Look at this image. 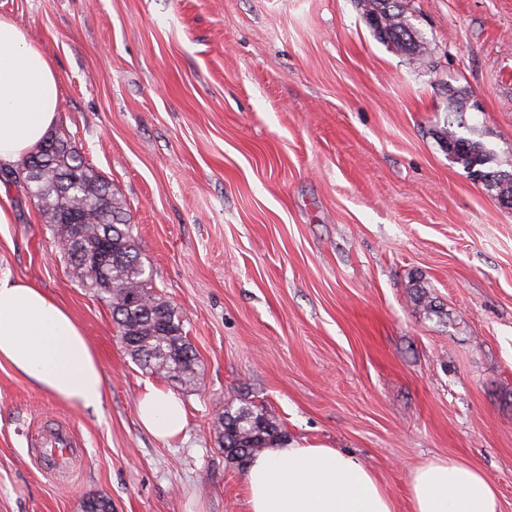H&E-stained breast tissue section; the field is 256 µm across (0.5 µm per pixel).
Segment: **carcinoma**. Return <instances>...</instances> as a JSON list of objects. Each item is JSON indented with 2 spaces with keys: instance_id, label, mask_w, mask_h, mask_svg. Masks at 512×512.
I'll return each mask as SVG.
<instances>
[{
  "instance_id": "carcinoma-1",
  "label": "carcinoma",
  "mask_w": 512,
  "mask_h": 512,
  "mask_svg": "<svg viewBox=\"0 0 512 512\" xmlns=\"http://www.w3.org/2000/svg\"><path fill=\"white\" fill-rule=\"evenodd\" d=\"M359 4L380 36L402 49L420 48L401 0H359ZM448 146L454 147V159L469 173L491 177L497 195L512 198V171L486 167L487 154L480 142L455 137ZM0 183L21 188L36 200L53 237L65 246L71 276L106 302L117 335L139 367L151 375L193 382L196 353L184 331L183 313L151 291L126 209L112 193L110 182L89 168L76 146L48 135L16 164L1 166ZM73 211L82 220L77 233L65 222ZM103 242L112 250V264L85 263L84 254ZM217 429L224 455L242 468L260 449L281 438L271 418L249 406L226 405ZM80 509L112 512V503L104 496L88 497Z\"/></svg>"
}]
</instances>
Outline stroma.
Listing matches in <instances>:
<instances>
[{
  "mask_svg": "<svg viewBox=\"0 0 512 512\" xmlns=\"http://www.w3.org/2000/svg\"><path fill=\"white\" fill-rule=\"evenodd\" d=\"M404 5L418 60L358 0H0L198 358L191 384L146 374L35 203L0 189V278L61 302L105 382L87 409L0 364V512H78L90 493L112 512H247L216 432L228 403L354 455L395 512L433 459L483 471L512 512V209L441 138L512 170V0ZM150 382L186 404L174 442L138 423ZM56 424L82 441L67 483L30 451Z\"/></svg>",
  "mask_w": 512,
  "mask_h": 512,
  "instance_id": "obj_1",
  "label": "stroma"
}]
</instances>
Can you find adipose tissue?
<instances>
[{
	"label": "adipose tissue",
	"instance_id": "1",
	"mask_svg": "<svg viewBox=\"0 0 512 512\" xmlns=\"http://www.w3.org/2000/svg\"><path fill=\"white\" fill-rule=\"evenodd\" d=\"M59 79L24 28L0 18V164L9 165L46 136L59 109ZM0 361L53 399L97 407L103 373L70 312L44 290L0 279ZM142 427L162 441L187 425L181 398L145 385ZM247 512H393L374 473L353 455L325 445L284 441L256 454L244 481ZM413 512H501L495 485L479 470L434 460L409 481Z\"/></svg>",
	"mask_w": 512,
	"mask_h": 512
}]
</instances>
